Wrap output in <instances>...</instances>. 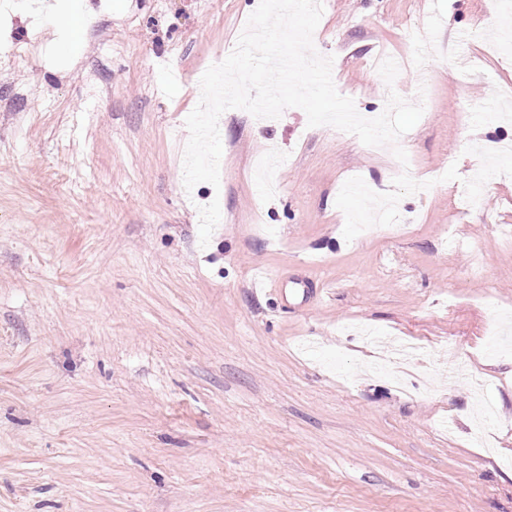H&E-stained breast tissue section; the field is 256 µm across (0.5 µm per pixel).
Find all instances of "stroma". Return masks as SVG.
Listing matches in <instances>:
<instances>
[{
    "mask_svg": "<svg viewBox=\"0 0 512 512\" xmlns=\"http://www.w3.org/2000/svg\"><path fill=\"white\" fill-rule=\"evenodd\" d=\"M39 3L0 0V512H512V177L460 207L467 146L512 148V0H323L357 112L423 102L407 164L230 109L189 191L259 0H82L68 49ZM404 172L431 188L345 241L344 182Z\"/></svg>",
    "mask_w": 512,
    "mask_h": 512,
    "instance_id": "35a3bbf8",
    "label": "stroma"
}]
</instances>
